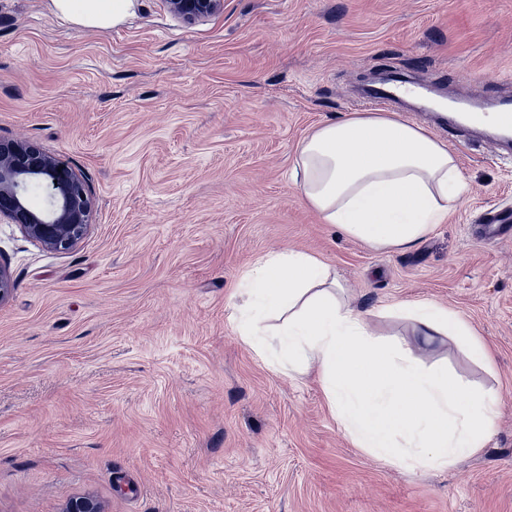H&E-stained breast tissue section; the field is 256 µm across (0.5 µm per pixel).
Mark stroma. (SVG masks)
Returning a JSON list of instances; mask_svg holds the SVG:
<instances>
[{
    "mask_svg": "<svg viewBox=\"0 0 512 512\" xmlns=\"http://www.w3.org/2000/svg\"><path fill=\"white\" fill-rule=\"evenodd\" d=\"M408 71L451 98L512 96V0H224L187 24L134 0L99 32L48 0H0V140L57 154L92 222L59 253L0 221V512H512V157L449 140L472 191L418 246L377 251L320 223L288 179L317 125ZM316 255L373 336L499 400L485 448L411 473L353 445L315 374L279 373L233 330L260 257ZM433 300L492 348L423 344L399 302ZM509 219L506 215L488 213L485 224L481 225V237L492 241H509L512 239V226L505 224Z\"/></svg>",
    "mask_w": 512,
    "mask_h": 512,
    "instance_id": "35a3bbf8",
    "label": "stroma"
}]
</instances>
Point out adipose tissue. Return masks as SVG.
Instances as JSON below:
<instances>
[{"label":"adipose tissue","mask_w":512,"mask_h":512,"mask_svg":"<svg viewBox=\"0 0 512 512\" xmlns=\"http://www.w3.org/2000/svg\"><path fill=\"white\" fill-rule=\"evenodd\" d=\"M132 7L133 0L48 2L53 15L98 31ZM291 178L322 223L378 250L414 247L468 190L447 144L392 112H355L316 127L297 148ZM242 282L237 336L277 372L314 371L355 447L408 471L445 469L485 448L498 400L376 339L367 312L340 297L335 273L319 258L268 255ZM403 310L423 342L448 336L489 363L485 343L448 307L417 301Z\"/></svg>","instance_id":"1"}]
</instances>
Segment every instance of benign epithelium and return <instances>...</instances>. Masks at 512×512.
<instances>
[{"label": "benign epithelium", "mask_w": 512, "mask_h": 512, "mask_svg": "<svg viewBox=\"0 0 512 512\" xmlns=\"http://www.w3.org/2000/svg\"><path fill=\"white\" fill-rule=\"evenodd\" d=\"M167 9L189 23L217 13L223 0H163ZM50 182L54 191L43 207L29 203L31 185ZM93 201L84 182L59 158L29 142H0V219L20 227L45 249L67 252L86 234L92 221ZM14 282L9 268L0 263V303L7 300ZM64 512H102L99 501L82 495L73 498Z\"/></svg>", "instance_id": "benign-epithelium-1"}]
</instances>
